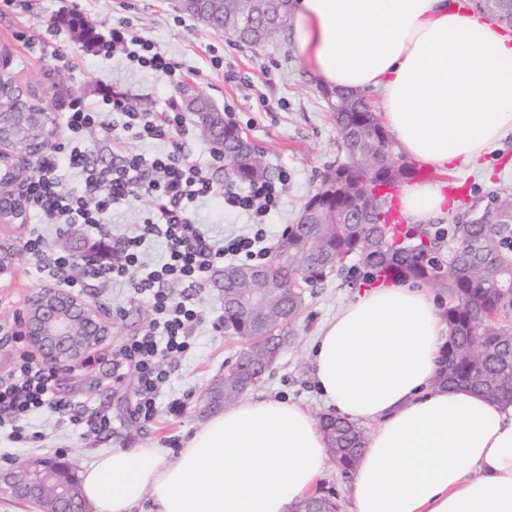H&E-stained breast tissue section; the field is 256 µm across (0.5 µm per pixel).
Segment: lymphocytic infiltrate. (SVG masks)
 Returning a JSON list of instances; mask_svg holds the SVG:
<instances>
[{"instance_id":"f902f5d3","label":"lymphocytic infiltrate","mask_w":512,"mask_h":512,"mask_svg":"<svg viewBox=\"0 0 512 512\" xmlns=\"http://www.w3.org/2000/svg\"><path fill=\"white\" fill-rule=\"evenodd\" d=\"M93 47L96 54L106 57L123 54L175 87L185 77L181 63L159 51L150 39L133 33L126 21L113 26L109 36L98 37ZM106 112L111 113V120H103ZM64 127V142L38 160L28 181L29 206L45 223L86 225L94 234L90 256L84 259L58 252L38 231L30 233L25 248L40 277L62 287H80L82 278L91 276L105 284L124 283L132 298L149 299L153 311L149 328L119 346L112 370V381L118 384L126 369H134L136 411L148 424L157 414L171 359L190 349L203 319L201 310L173 296L171 285L193 288L220 266L246 265L265 255L263 219L277 207L278 190L271 181L257 180L244 189L228 183L223 191H215L184 140L188 132L185 112L174 106L166 112L142 111L128 91L117 86L94 105L73 98L64 114ZM91 127L106 142L133 137L163 142L168 149L150 158L130 154L112 167L94 166L87 163L82 142L84 131ZM75 169L83 174L77 189L69 186ZM216 194L225 207L250 217L247 231L218 240L198 224L195 203ZM144 197L150 198L151 207L141 224L127 235L113 237L112 212ZM157 241L165 247L162 261L145 264L147 249ZM57 377L55 367L36 356H23L9 383L0 385V424L12 425L14 436H21V420L48 407L61 423L82 425V416L58 398Z\"/></svg>"}]
</instances>
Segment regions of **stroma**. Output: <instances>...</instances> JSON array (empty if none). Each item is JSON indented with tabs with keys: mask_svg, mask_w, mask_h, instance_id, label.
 Here are the masks:
<instances>
[{
	"mask_svg": "<svg viewBox=\"0 0 512 512\" xmlns=\"http://www.w3.org/2000/svg\"><path fill=\"white\" fill-rule=\"evenodd\" d=\"M72 13L82 15L101 35L108 34L118 21H129L139 35L182 62L187 72L182 87L171 88L158 75L136 68L122 57L93 55L73 30L55 26V19ZM53 26L58 32L46 37L47 51L59 50L79 59L77 69L58 70L26 49V37L46 36V30ZM1 53L9 58L7 94L25 97L37 92L58 116L71 98L96 101L103 86L112 84L133 94L139 106L150 112H163L170 103H182L188 91L206 96L218 106L234 105L233 123L262 151L270 180L283 184L277 208L265 219L271 245L288 225L297 222L324 170L343 156L327 101L288 32L251 48L236 45L224 34L183 14L179 0H25L22 8L0 12ZM432 180L446 186L452 214L464 205L485 200L493 190L512 188V133L476 165L434 172ZM196 218L205 231L218 238L245 230L249 222L247 215L226 210L215 197L198 202ZM34 225L40 226L56 249L68 253L85 251L91 241L84 226L46 224L35 212L30 213L27 227L0 230V244L13 252L7 273L0 275V326L11 330L10 335L0 334V380L11 373L19 355L30 347L29 341H17L15 334L23 329L29 299L45 285L31 272L24 252V242ZM367 287L361 275L334 271L306 288V305L295 326L293 345L281 354L270 374L250 389V396L289 399L307 406L313 414L324 413L325 406L310 376V346L319 326ZM172 293L203 310L205 320L196 331L192 348L177 357L150 426H143L135 413V374L127 373L120 385H113L112 354L120 341L148 328L153 318L151 304L145 298L133 299L122 285H104L87 278L78 294L101 311L110 332L92 351L91 364L76 360L59 372L56 392L76 410L91 413L106 409L112 417V429L92 434L85 428L60 423L57 414L45 408L23 423L30 441H16L10 427H0V462L59 456L81 471L101 453L134 448L149 438L180 451L202 422L195 412L199 397L233 361L242 343L224 330V302L212 281L203 282L192 292L176 285ZM175 400L182 403L176 414L169 410Z\"/></svg>",
	"mask_w": 512,
	"mask_h": 512,
	"instance_id": "stroma-1",
	"label": "stroma"
}]
</instances>
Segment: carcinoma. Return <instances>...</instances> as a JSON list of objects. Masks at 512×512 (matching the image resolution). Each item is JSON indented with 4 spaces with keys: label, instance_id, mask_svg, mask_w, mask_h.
I'll use <instances>...</instances> for the list:
<instances>
[{
    "label": "carcinoma",
    "instance_id": "1",
    "mask_svg": "<svg viewBox=\"0 0 512 512\" xmlns=\"http://www.w3.org/2000/svg\"><path fill=\"white\" fill-rule=\"evenodd\" d=\"M222 13L214 29L236 21L239 0H220ZM475 6L512 27V0H475ZM290 0H274L257 13L252 24L240 29L234 42L253 46L256 32L269 40L280 32L278 16L288 12ZM346 107L334 113L346 160L327 170L341 180L332 195L317 188L297 223L288 227L272 249L269 263L254 267L283 291L270 299L269 324L289 335L304 304L303 286L322 281L334 270H344L350 257L358 259L367 281L429 284L448 294L441 317L448 323L450 340L443 350L435 385L469 387L512 404V190L504 187L489 200L496 205L494 224L462 222L452 218L448 228L432 224H394L388 213L391 200L380 192L387 185L411 179L414 168L396 151L377 114L362 94L346 93ZM198 126L212 148L227 152L235 178L247 183L267 176L263 156H239L246 140L242 131L221 123L204 111L210 101L200 97ZM385 151L393 174L369 183L360 173L376 163ZM249 288L248 277L224 280V295L233 297ZM224 328L250 344L224 369L223 408L241 397V388L252 385L259 366L252 348L260 339L254 318L231 303L224 304ZM329 440V453L343 472H351L365 431L353 422L330 414L319 417ZM336 502L315 496L304 501L301 512H335Z\"/></svg>",
    "mask_w": 512,
    "mask_h": 512
}]
</instances>
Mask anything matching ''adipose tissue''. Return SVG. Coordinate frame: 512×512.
I'll return each mask as SVG.
<instances>
[{
  "mask_svg": "<svg viewBox=\"0 0 512 512\" xmlns=\"http://www.w3.org/2000/svg\"><path fill=\"white\" fill-rule=\"evenodd\" d=\"M298 49L321 86L374 89L400 151L439 171L474 164L512 132V30L460 0H293ZM440 185L405 187L413 224L445 215ZM448 327L429 292L394 283L324 322L308 353L337 416L372 424L352 512H512V405L433 377ZM329 455L303 404L264 397L214 414L178 454L148 443L81 474L94 512H293Z\"/></svg>",
  "mask_w": 512,
  "mask_h": 512,
  "instance_id": "ef3b65f1",
  "label": "adipose tissue"
}]
</instances>
